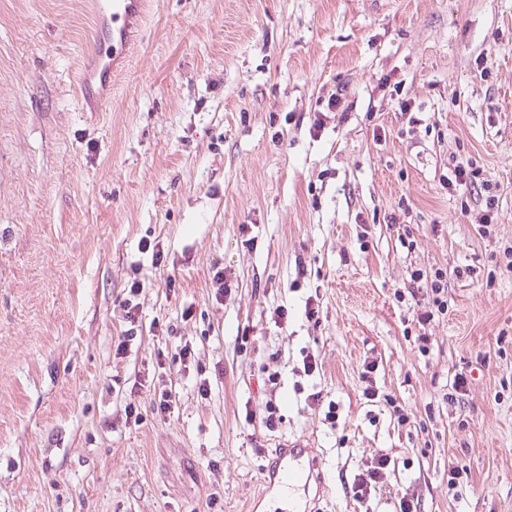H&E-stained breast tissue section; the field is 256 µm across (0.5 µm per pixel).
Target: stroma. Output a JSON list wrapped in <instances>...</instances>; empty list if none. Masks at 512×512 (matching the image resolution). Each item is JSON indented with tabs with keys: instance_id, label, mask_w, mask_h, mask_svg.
Wrapping results in <instances>:
<instances>
[{
	"instance_id": "obj_1",
	"label": "stroma",
	"mask_w": 512,
	"mask_h": 512,
	"mask_svg": "<svg viewBox=\"0 0 512 512\" xmlns=\"http://www.w3.org/2000/svg\"><path fill=\"white\" fill-rule=\"evenodd\" d=\"M98 36L87 0H0V512H246L264 451L296 436L324 450L326 512H399L405 495L512 512V0H149L95 111L78 77ZM338 90L344 109L321 110ZM454 160L497 185L490 235L461 213L480 196L442 180ZM135 262L142 334L119 358ZM438 268L448 310L422 326L411 273ZM274 371L288 401L269 431ZM382 453L380 488L355 499ZM453 468L468 478L452 489ZM390 462L389 457L384 454L373 458L363 471L355 476L352 487L354 497L361 500L369 498L372 490H375L376 485L382 481Z\"/></svg>"
}]
</instances>
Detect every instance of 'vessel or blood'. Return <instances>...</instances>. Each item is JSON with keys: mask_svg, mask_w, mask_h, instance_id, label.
I'll return each mask as SVG.
<instances>
[{"mask_svg": "<svg viewBox=\"0 0 512 512\" xmlns=\"http://www.w3.org/2000/svg\"><path fill=\"white\" fill-rule=\"evenodd\" d=\"M92 9L98 26L112 31L111 39L100 43L95 52L98 66L108 72L129 58L147 0H94ZM262 483L280 502V512H323L321 503L331 492L323 458L306 437L289 439L271 449Z\"/></svg>", "mask_w": 512, "mask_h": 512, "instance_id": "b4317fda", "label": "vessel or blood"}]
</instances>
